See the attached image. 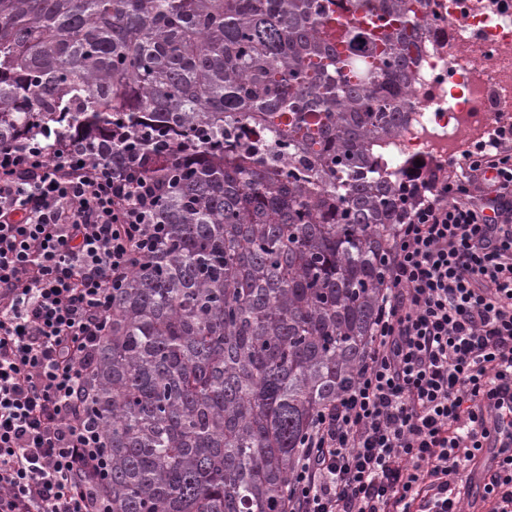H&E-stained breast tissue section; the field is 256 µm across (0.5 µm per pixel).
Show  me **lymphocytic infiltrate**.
I'll return each instance as SVG.
<instances>
[{
  "label": "lymphocytic infiltrate",
  "instance_id": "obj_1",
  "mask_svg": "<svg viewBox=\"0 0 512 512\" xmlns=\"http://www.w3.org/2000/svg\"><path fill=\"white\" fill-rule=\"evenodd\" d=\"M400 225L353 384L302 440L287 512H464L512 411V132L466 153ZM155 185L62 137L0 145V512H109L88 375L112 291L165 235ZM512 512V447L485 470Z\"/></svg>",
  "mask_w": 512,
  "mask_h": 512
}]
</instances>
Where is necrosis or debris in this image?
Segmentation results:
<instances>
[{"mask_svg":"<svg viewBox=\"0 0 512 512\" xmlns=\"http://www.w3.org/2000/svg\"><path fill=\"white\" fill-rule=\"evenodd\" d=\"M425 14L414 106L380 156L389 172L424 180L487 144L492 127L512 129V0H427Z\"/></svg>","mask_w":512,"mask_h":512,"instance_id":"4bbe7bcc","label":"necrosis or debris"}]
</instances>
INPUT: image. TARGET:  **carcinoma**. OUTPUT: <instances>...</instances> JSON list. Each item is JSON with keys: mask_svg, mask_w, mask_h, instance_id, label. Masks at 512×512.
<instances>
[{"mask_svg": "<svg viewBox=\"0 0 512 512\" xmlns=\"http://www.w3.org/2000/svg\"><path fill=\"white\" fill-rule=\"evenodd\" d=\"M424 9L0 0V143L62 133L164 180L165 237L112 291L88 380L112 512H287L428 187L375 154L412 108Z\"/></svg>", "mask_w": 512, "mask_h": 512, "instance_id": "obj_1", "label": "carcinoma"}]
</instances>
